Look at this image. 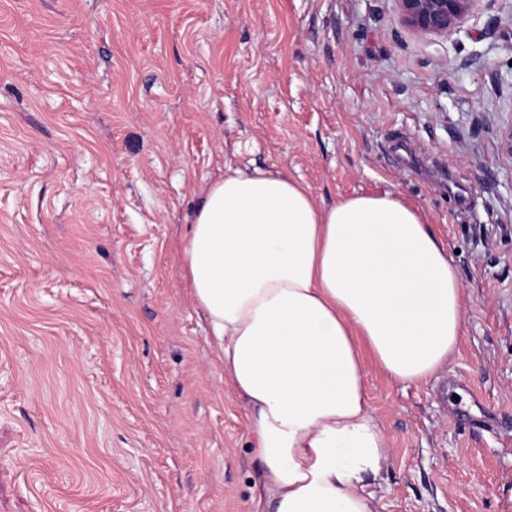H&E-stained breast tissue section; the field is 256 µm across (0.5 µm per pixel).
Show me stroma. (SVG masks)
<instances>
[{"mask_svg": "<svg viewBox=\"0 0 512 512\" xmlns=\"http://www.w3.org/2000/svg\"><path fill=\"white\" fill-rule=\"evenodd\" d=\"M228 164L425 216L465 330L426 382L368 370L364 493L512 512V0L448 40L394 0H0V512H255L183 269Z\"/></svg>", "mask_w": 512, "mask_h": 512, "instance_id": "1", "label": "stroma"}]
</instances>
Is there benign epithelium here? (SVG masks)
Returning a JSON list of instances; mask_svg holds the SVG:
<instances>
[{"label": "benign epithelium", "instance_id": "1", "mask_svg": "<svg viewBox=\"0 0 512 512\" xmlns=\"http://www.w3.org/2000/svg\"><path fill=\"white\" fill-rule=\"evenodd\" d=\"M401 22L411 31L448 39L459 33L486 0H395Z\"/></svg>", "mask_w": 512, "mask_h": 512}]
</instances>
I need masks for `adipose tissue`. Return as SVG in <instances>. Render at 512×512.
Returning a JSON list of instances; mask_svg holds the SVG:
<instances>
[{
  "label": "adipose tissue",
  "instance_id": "adipose-tissue-1",
  "mask_svg": "<svg viewBox=\"0 0 512 512\" xmlns=\"http://www.w3.org/2000/svg\"><path fill=\"white\" fill-rule=\"evenodd\" d=\"M184 268L262 467L256 512H372L386 456L365 361L412 385L465 326L448 247L390 192L317 203L297 178L228 169L203 191Z\"/></svg>",
  "mask_w": 512,
  "mask_h": 512
}]
</instances>
